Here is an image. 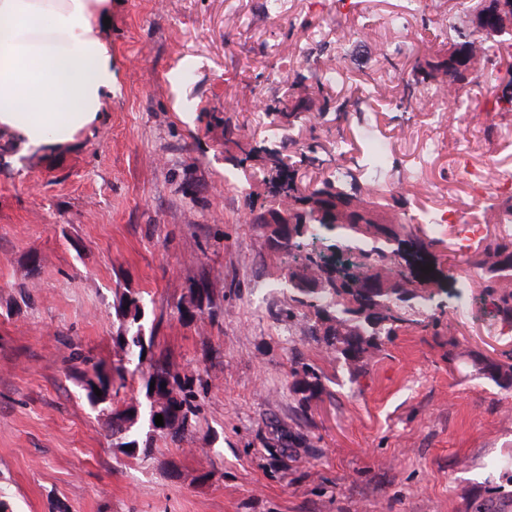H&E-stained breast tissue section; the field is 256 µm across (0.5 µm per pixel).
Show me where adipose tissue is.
Listing matches in <instances>:
<instances>
[{
    "mask_svg": "<svg viewBox=\"0 0 512 512\" xmlns=\"http://www.w3.org/2000/svg\"><path fill=\"white\" fill-rule=\"evenodd\" d=\"M108 0H0V130L31 146L97 124L113 90Z\"/></svg>",
    "mask_w": 512,
    "mask_h": 512,
    "instance_id": "ef3b65f1",
    "label": "adipose tissue"
}]
</instances>
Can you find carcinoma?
<instances>
[{
	"instance_id": "cac0c4a2",
	"label": "carcinoma",
	"mask_w": 512,
	"mask_h": 512,
	"mask_svg": "<svg viewBox=\"0 0 512 512\" xmlns=\"http://www.w3.org/2000/svg\"><path fill=\"white\" fill-rule=\"evenodd\" d=\"M412 71L421 74L422 89H453L472 81L476 73L437 56L420 59ZM304 77L292 82L297 94L291 103L272 108L284 131L292 130L307 112H325L327 104L319 92L303 89ZM270 201L251 223L268 231L267 241L279 251L292 255V262L277 267L276 280L288 288L286 318L297 320L313 332L323 328L326 352L343 361L350 374L362 372L379 350L383 340L397 336L402 329L437 328L432 312L442 307L437 301L444 289L434 272L424 273L425 255L440 239L422 232L413 223L391 214L392 204L373 181L366 187H351L348 173L336 166L308 186L296 180V171L285 170L277 153H269ZM467 264L482 271L484 292L495 296L498 312L512 321V240L493 238L482 250L470 256ZM373 280L378 288L367 293L364 281ZM119 320L113 339L115 373L124 386L125 368L142 362L150 352L154 336L146 335L142 300L126 290L114 303ZM94 378L85 380L87 396L102 410H110L111 436L122 440L128 451L151 454L159 438L173 440L192 432L197 425L200 405L193 381L170 363H158L145 376V396L149 400L145 439L131 438L136 424L132 408L106 404L112 399L107 364H92ZM299 377L296 387L314 396L322 388L319 368L302 363L292 367ZM487 378L501 388L512 387V355L493 363ZM99 389L102 395L95 394ZM164 425L155 424L156 415Z\"/></svg>"
}]
</instances>
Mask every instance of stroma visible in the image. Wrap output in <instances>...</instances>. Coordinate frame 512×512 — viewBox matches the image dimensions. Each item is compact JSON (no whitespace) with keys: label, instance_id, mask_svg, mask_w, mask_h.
<instances>
[{"label":"stroma","instance_id":"stroma-1","mask_svg":"<svg viewBox=\"0 0 512 512\" xmlns=\"http://www.w3.org/2000/svg\"><path fill=\"white\" fill-rule=\"evenodd\" d=\"M403 0H111L101 34L112 48L114 92L99 125L73 141L25 146L0 133V499L9 512H512V479L491 468L512 454V390L478 363L505 361L512 325L470 285L455 231L434 228L430 259L462 308L441 313L459 345L405 330L382 343L357 378L282 313L274 287L281 255L250 224L267 188L261 158L224 141L232 120L245 140L280 146L270 112L296 75L329 106L291 132L323 159L366 176V136L390 159L377 177L414 216L463 209L496 236L487 203L449 179L457 146L479 137L471 161L512 167V107L495 89L512 79V53L493 56L463 85L464 121L430 125L429 103L408 104L397 82L415 60L464 42L469 9L424 0L403 29ZM447 20L436 29L434 19ZM355 24L337 52L336 22ZM438 139L420 183L409 180L427 138ZM142 296L154 345L210 384L196 431L160 439L149 457L113 446L89 405L82 358L113 360L117 288ZM201 291L199 307L179 302ZM322 371L303 400L291 365ZM306 444L289 455L277 430Z\"/></svg>","mask_w":512,"mask_h":512}]
</instances>
